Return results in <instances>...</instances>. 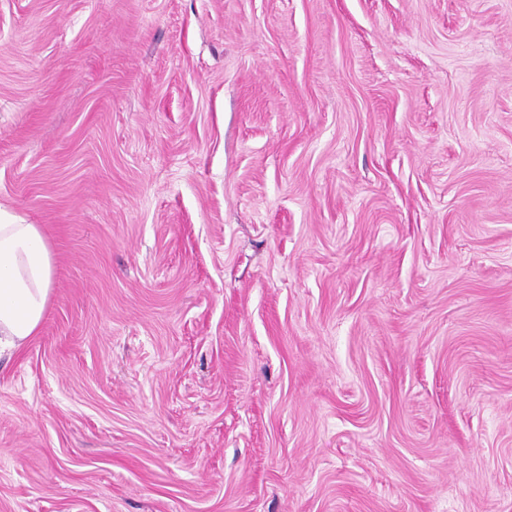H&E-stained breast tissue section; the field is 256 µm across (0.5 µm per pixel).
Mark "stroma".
Listing matches in <instances>:
<instances>
[{"mask_svg": "<svg viewBox=\"0 0 512 512\" xmlns=\"http://www.w3.org/2000/svg\"><path fill=\"white\" fill-rule=\"evenodd\" d=\"M0 512H512V0H0ZM52 278L53 255L41 226L0 208V357L37 333Z\"/></svg>", "mask_w": 512, "mask_h": 512, "instance_id": "35a3bbf8", "label": "stroma"}]
</instances>
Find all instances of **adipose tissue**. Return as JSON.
Returning <instances> with one entry per match:
<instances>
[{
    "instance_id": "1",
    "label": "adipose tissue",
    "mask_w": 512,
    "mask_h": 512,
    "mask_svg": "<svg viewBox=\"0 0 512 512\" xmlns=\"http://www.w3.org/2000/svg\"><path fill=\"white\" fill-rule=\"evenodd\" d=\"M52 278L53 255L41 226L0 210V356L37 333Z\"/></svg>"
}]
</instances>
